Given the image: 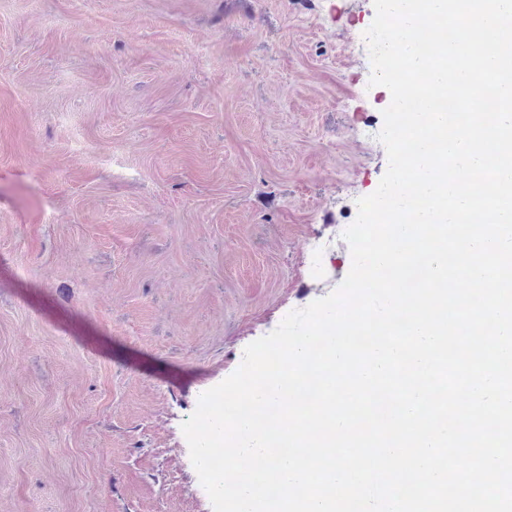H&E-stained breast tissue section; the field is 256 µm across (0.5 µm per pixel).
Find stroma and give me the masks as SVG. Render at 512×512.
Returning a JSON list of instances; mask_svg holds the SVG:
<instances>
[{"mask_svg":"<svg viewBox=\"0 0 512 512\" xmlns=\"http://www.w3.org/2000/svg\"><path fill=\"white\" fill-rule=\"evenodd\" d=\"M373 0H0V512H213L183 421L338 288Z\"/></svg>","mask_w":512,"mask_h":512,"instance_id":"obj_1","label":"stroma"}]
</instances>
